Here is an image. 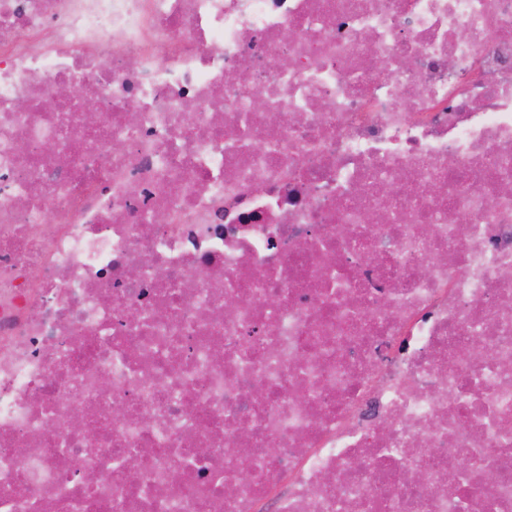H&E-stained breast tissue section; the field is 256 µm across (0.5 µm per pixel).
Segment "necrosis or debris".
I'll return each instance as SVG.
<instances>
[{"label": "necrosis or debris", "mask_w": 512, "mask_h": 512, "mask_svg": "<svg viewBox=\"0 0 512 512\" xmlns=\"http://www.w3.org/2000/svg\"><path fill=\"white\" fill-rule=\"evenodd\" d=\"M0 512H512V0H0Z\"/></svg>", "instance_id": "obj_1"}]
</instances>
